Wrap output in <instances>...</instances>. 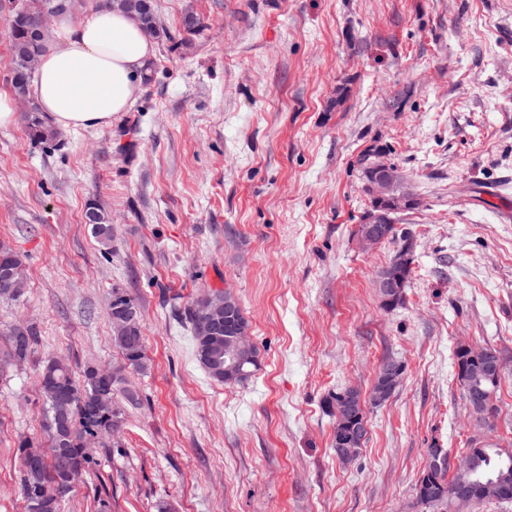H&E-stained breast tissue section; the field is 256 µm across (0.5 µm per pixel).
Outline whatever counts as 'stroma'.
<instances>
[{
    "mask_svg": "<svg viewBox=\"0 0 512 512\" xmlns=\"http://www.w3.org/2000/svg\"><path fill=\"white\" fill-rule=\"evenodd\" d=\"M169 38L111 125L31 140L0 126V247L26 261L0 330L34 326L29 359L0 375V512H24L18 444L42 439L40 365L108 368L113 286L140 308L148 369L99 481L61 512H422L429 449L449 459L486 431L468 416L459 345L505 369L494 435L512 445V0H155ZM204 29L190 36L185 14ZM398 166L417 209L402 305L375 288L397 246L365 250L364 157ZM113 227L103 246L84 220ZM227 290L259 364L224 385L200 366L180 311ZM404 380L366 405L368 435L339 461L327 407L369 395L384 356Z\"/></svg>",
    "mask_w": 512,
    "mask_h": 512,
    "instance_id": "35a3bbf8",
    "label": "stroma"
}]
</instances>
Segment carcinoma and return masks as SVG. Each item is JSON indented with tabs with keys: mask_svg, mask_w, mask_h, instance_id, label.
<instances>
[{
	"mask_svg": "<svg viewBox=\"0 0 512 512\" xmlns=\"http://www.w3.org/2000/svg\"><path fill=\"white\" fill-rule=\"evenodd\" d=\"M106 6L119 7L133 12L139 18L144 30L154 37H169L160 28L153 0H107ZM37 17L29 13L22 19L9 21V34L13 53L12 88L19 97L30 96V84L35 75L33 63L39 61L46 48V41L35 35ZM30 138L43 142L52 138L51 127L40 117V108L34 107L28 118ZM97 215L92 225L95 236L105 246L112 242V224L94 204L87 207ZM5 260L0 262V276L8 273L24 280V263L21 256L7 250ZM224 298L234 299L228 291L216 290L206 297L191 303L184 310L186 322L191 326L197 359L214 380L224 382V345L230 344L231 334L223 332L213 336L200 317V309L211 302ZM0 344V370L7 365L21 363L28 359L37 344L38 336L30 326L16 325L5 333ZM122 362L110 369L87 368L82 378L77 379L68 365L61 359H51L40 372L43 396V432L53 448H63L69 454L72 467L89 473L92 463V444L118 432L125 419V407L116 398V392L126 380V374L147 369L140 324L128 337L114 336ZM490 355L500 358V352L491 347L475 350L460 346L456 351L457 367L466 372L469 379L496 396L500 378L489 376L483 367V357ZM259 353L251 348V357L241 364L237 375L230 380L238 384L248 378L251 369L258 366ZM22 460L19 489L25 504L37 501L35 512H60V497L71 486L68 469L48 460L42 454L40 445L23 440L19 443ZM467 452L473 457V467L467 473L450 472L445 463L433 473L422 472L419 483L434 487V491L416 496L417 503L427 512H456L448 486L459 482L493 486L506 474L512 476V452H504L496 443L480 440L471 444Z\"/></svg>",
	"mask_w": 512,
	"mask_h": 512,
	"instance_id": "carcinoma-1",
	"label": "carcinoma"
}]
</instances>
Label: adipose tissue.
<instances>
[{"mask_svg": "<svg viewBox=\"0 0 512 512\" xmlns=\"http://www.w3.org/2000/svg\"><path fill=\"white\" fill-rule=\"evenodd\" d=\"M154 55L155 44L134 14L104 8L77 25L61 17L40 58L35 99L56 126L110 125L140 92V76Z\"/></svg>", "mask_w": 512, "mask_h": 512, "instance_id": "ef3b65f1", "label": "adipose tissue"}]
</instances>
